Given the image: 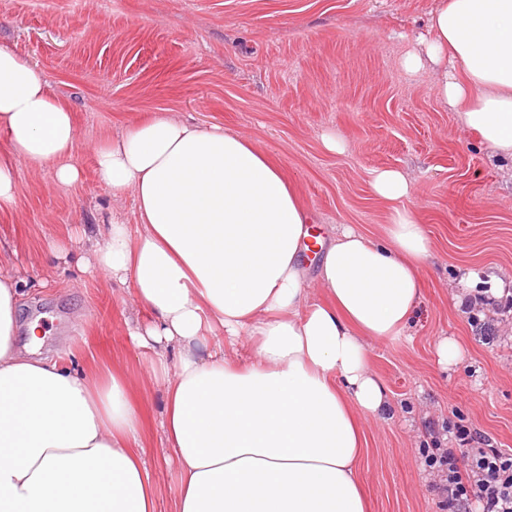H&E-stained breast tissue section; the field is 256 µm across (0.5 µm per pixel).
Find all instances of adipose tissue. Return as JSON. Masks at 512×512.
<instances>
[{"label":"adipose tissue","mask_w":512,"mask_h":512,"mask_svg":"<svg viewBox=\"0 0 512 512\" xmlns=\"http://www.w3.org/2000/svg\"><path fill=\"white\" fill-rule=\"evenodd\" d=\"M495 156L512 161V0H439L402 60ZM0 211L14 164L81 182L74 114L29 59L0 46ZM98 182L130 196L134 224L96 225L77 265L131 282L150 319L129 327L162 385L179 477L172 512H366L363 421L388 407L371 343L401 336L432 242L413 179L371 174L388 222L344 228L305 266L312 217L267 154L222 125L161 111L102 140ZM0 260V512H155L129 379L42 358L19 320L21 280Z\"/></svg>","instance_id":"ef3b65f1"}]
</instances>
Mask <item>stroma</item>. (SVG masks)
I'll return each mask as SVG.
<instances>
[{
    "instance_id": "1",
    "label": "stroma",
    "mask_w": 512,
    "mask_h": 512,
    "mask_svg": "<svg viewBox=\"0 0 512 512\" xmlns=\"http://www.w3.org/2000/svg\"><path fill=\"white\" fill-rule=\"evenodd\" d=\"M437 0H0V46L36 63L67 101L78 128L74 160L84 180L58 185L51 168L17 167L13 211L0 240L26 283L21 319L39 321L42 355H67L91 372L124 371L146 417L144 446L159 499L171 512L178 480L159 422L164 393L129 343L140 317L132 286L82 273L47 250L70 231L99 224L131 201L94 175V147L137 117L168 110L254 138L295 186L316 228L380 234L385 204L372 170L399 168L434 252L423 299L403 334L373 343L372 371L389 411L366 426L358 477L369 512H442L420 455L431 434L462 424L490 447L512 448V311L472 315L455 306L457 272L472 291L503 281L512 296V164L496 160L444 108L426 72L401 66L425 33ZM346 142L327 152L322 134ZM462 346L442 367L443 337Z\"/></svg>"
}]
</instances>
